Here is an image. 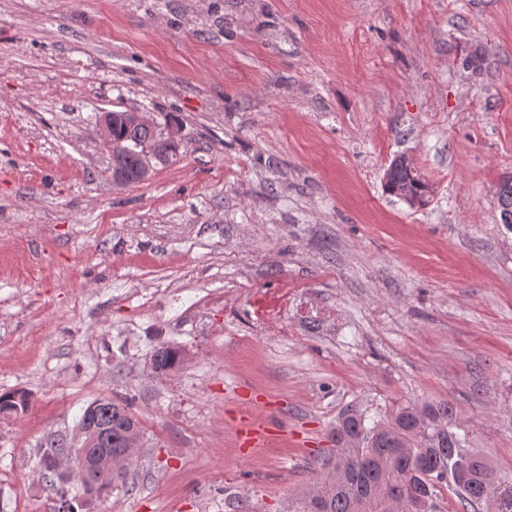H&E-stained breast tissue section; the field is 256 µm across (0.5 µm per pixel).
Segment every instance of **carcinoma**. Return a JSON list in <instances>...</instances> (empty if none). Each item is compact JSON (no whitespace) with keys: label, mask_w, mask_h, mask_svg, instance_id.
<instances>
[{"label":"carcinoma","mask_w":512,"mask_h":512,"mask_svg":"<svg viewBox=\"0 0 512 512\" xmlns=\"http://www.w3.org/2000/svg\"><path fill=\"white\" fill-rule=\"evenodd\" d=\"M112 132L130 147L122 157L129 182L139 183V150L155 143L158 133L145 126L115 123ZM388 194L412 197L424 205L429 183L402 162L393 161L384 174ZM497 205L502 223L512 220V180L500 181ZM152 359L159 369L176 372L181 352L173 347L155 349ZM31 395L24 390L0 393V417L25 414ZM454 407L447 401L409 404L396 408L385 423L365 426L352 410L336 424V453L323 463L314 486L294 512H436L439 488L451 482L466 512H512V478L501 476L483 458L462 451L461 439L448 429ZM90 421L112 427V446L95 444L92 451L112 453L117 460L112 478H101L103 491L90 494L106 499L125 485L124 459L128 432L142 430L125 401L98 399L83 409L78 426Z\"/></svg>","instance_id":"obj_1"}]
</instances>
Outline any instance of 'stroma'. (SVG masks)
Listing matches in <instances>:
<instances>
[{
	"mask_svg": "<svg viewBox=\"0 0 512 512\" xmlns=\"http://www.w3.org/2000/svg\"><path fill=\"white\" fill-rule=\"evenodd\" d=\"M129 109L182 148L119 187ZM509 173L512 0H0V512H53L42 446L104 398L143 446L85 512H288L350 408L449 401L512 473ZM414 168V170H413ZM413 168L393 160L389 171L384 174V187L388 194L403 201L402 197L417 199L419 206L424 205L429 195V183ZM426 195V196H425ZM152 359L158 369H164L167 374L176 372L182 364L181 352L173 347H159L155 349ZM31 405V395L24 390L0 393V417L10 418L25 414ZM268 432V429L260 424L253 415L239 416L237 435L241 441V446L250 448L262 446L269 434Z\"/></svg>",
	"mask_w": 512,
	"mask_h": 512,
	"instance_id": "stroma-1",
	"label": "stroma"
}]
</instances>
